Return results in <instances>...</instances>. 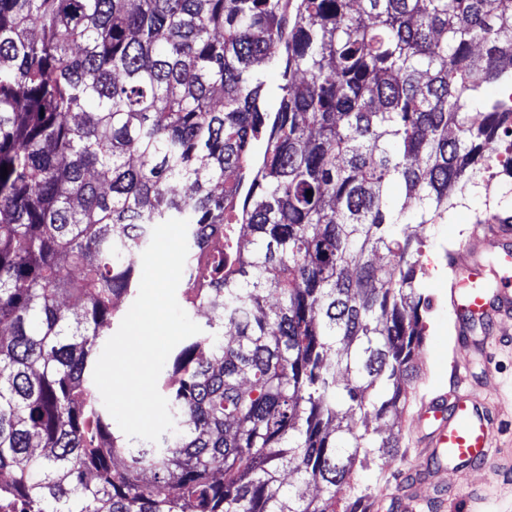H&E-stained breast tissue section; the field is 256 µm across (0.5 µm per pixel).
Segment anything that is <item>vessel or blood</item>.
Returning a JSON list of instances; mask_svg holds the SVG:
<instances>
[{"label": "vessel or blood", "mask_w": 512, "mask_h": 512, "mask_svg": "<svg viewBox=\"0 0 512 512\" xmlns=\"http://www.w3.org/2000/svg\"><path fill=\"white\" fill-rule=\"evenodd\" d=\"M475 240L486 249H501L502 254L496 263L486 264L468 246L454 258L453 304L459 344L464 348L473 325L488 326L512 315V226L489 218ZM417 420L430 427L416 457L424 471L477 469L487 464L497 419L470 390L461 367H454L447 392L423 403Z\"/></svg>", "instance_id": "1"}]
</instances>
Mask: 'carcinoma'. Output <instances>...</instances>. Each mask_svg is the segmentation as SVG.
I'll return each instance as SVG.
<instances>
[{"label":"carcinoma","mask_w":512,"mask_h":512,"mask_svg":"<svg viewBox=\"0 0 512 512\" xmlns=\"http://www.w3.org/2000/svg\"><path fill=\"white\" fill-rule=\"evenodd\" d=\"M492 153L512 0H0V512H359L419 376L415 228ZM171 218L210 314L133 447L93 369Z\"/></svg>","instance_id":"cac0c4a2"}]
</instances>
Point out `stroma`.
Returning <instances> with one entry per match:
<instances>
[{"mask_svg":"<svg viewBox=\"0 0 512 512\" xmlns=\"http://www.w3.org/2000/svg\"><path fill=\"white\" fill-rule=\"evenodd\" d=\"M493 172L495 191L479 186L453 193V206L444 222L425 225L419 231L424 242L419 280L431 307L423 315L426 343L421 377L410 386L409 401L401 415V456L383 468L358 470L354 477L356 485L369 497L382 498V512H400L401 488L410 481L415 484L414 495L422 512H512V346L494 345L483 327H475L472 334L473 345L468 353L470 381L474 390L485 391L502 419L501 432L494 441L497 452L491 463L503 469V476L450 470L436 484L416 480L412 467L415 413L423 399L448 384L452 365L461 354L455 339L456 314L449 302L453 277L446 254L471 241L476 215L492 211L512 217V176L499 165L494 166ZM466 485L477 489V500L459 499L458 489Z\"/></svg>","mask_w":512,"mask_h":512,"instance_id":"obj_1","label":"stroma"}]
</instances>
